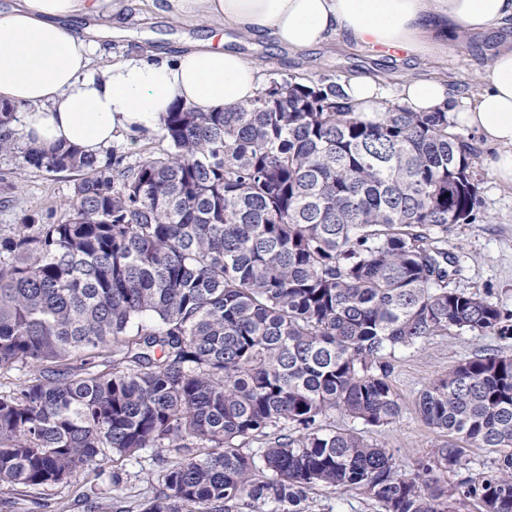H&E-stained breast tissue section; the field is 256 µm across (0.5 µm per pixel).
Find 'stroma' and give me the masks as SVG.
I'll use <instances>...</instances> for the list:
<instances>
[{
  "label": "stroma",
  "mask_w": 512,
  "mask_h": 512,
  "mask_svg": "<svg viewBox=\"0 0 512 512\" xmlns=\"http://www.w3.org/2000/svg\"><path fill=\"white\" fill-rule=\"evenodd\" d=\"M123 19L127 32L105 40L103 63L148 51L175 54L187 48L189 40L207 33L205 21L188 23L157 13L149 0H127ZM503 39L500 33L477 34L467 48L452 46L447 55L411 57L404 63L333 45L294 51L239 38L231 47L258 64L269 79L309 72L344 83L376 71L384 78L388 99L393 100L406 72L418 78L441 71L453 89L476 90ZM480 150V217L448 229V247L458 258L452 285L479 293L503 311L512 312V189L502 188L490 171L488 162L495 155L494 148L484 144ZM19 164L17 156L0 155V231L4 233L21 231L18 219L25 212H50L63 217L73 197L74 175L23 171ZM482 349L512 354V337L489 335L475 339L452 331L397 352L391 360L390 381L400 398L401 413L390 424L368 428L370 440L390 450L404 468L442 445L444 436L421 420L416 400L435 378ZM158 468V458L152 450L118 466L89 465L63 484L29 493H0V512H135L143 498L151 495V476ZM114 474L119 477L115 483L110 480ZM310 512H374V507L360 492L330 488L314 491Z\"/></svg>",
  "instance_id": "stroma-1"
}]
</instances>
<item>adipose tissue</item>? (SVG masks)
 Masks as SVG:
<instances>
[{
    "label": "adipose tissue",
    "mask_w": 512,
    "mask_h": 512,
    "mask_svg": "<svg viewBox=\"0 0 512 512\" xmlns=\"http://www.w3.org/2000/svg\"><path fill=\"white\" fill-rule=\"evenodd\" d=\"M154 7L296 50L338 42L438 56L457 35L512 30V0H156ZM124 10L125 0H13L0 10V104L18 108L25 142L101 156L120 136L158 130L175 103L219 112L264 88L256 63L209 40L169 58L133 54L104 66L98 41L65 25L75 17L116 25ZM343 91L363 120L380 121L379 79L360 76ZM399 97L411 111L442 110L454 127L477 133L496 150L493 175L512 189V40L498 46L483 88L470 96L434 73L403 83Z\"/></svg>",
    "instance_id": "obj_1"
}]
</instances>
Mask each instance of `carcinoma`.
Segmentation results:
<instances>
[{"instance_id": "cac0c4a2", "label": "carcinoma", "mask_w": 512, "mask_h": 512, "mask_svg": "<svg viewBox=\"0 0 512 512\" xmlns=\"http://www.w3.org/2000/svg\"><path fill=\"white\" fill-rule=\"evenodd\" d=\"M382 106L367 122L338 81L274 78L223 112L174 105L168 148L127 166L21 146L0 110V154L78 176L63 218L25 212L37 234H0V372L31 371L0 391V490L156 449L139 512H309L320 486L379 512H512L511 354L420 393L448 441L411 469L366 435L401 413L396 351L509 332L450 287L448 225L477 219L480 150L444 111ZM336 411L356 426L326 425ZM469 445L496 456L472 472Z\"/></svg>"}]
</instances>
